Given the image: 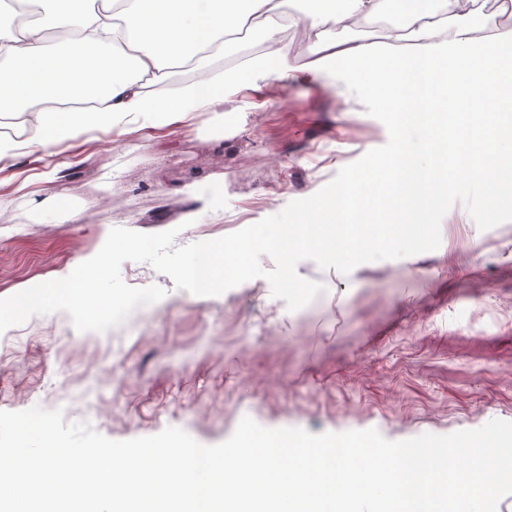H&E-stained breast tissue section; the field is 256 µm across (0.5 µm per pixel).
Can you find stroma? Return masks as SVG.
Listing matches in <instances>:
<instances>
[{
	"mask_svg": "<svg viewBox=\"0 0 512 512\" xmlns=\"http://www.w3.org/2000/svg\"><path fill=\"white\" fill-rule=\"evenodd\" d=\"M281 41L297 80L239 91L223 133L198 112L0 168V299L61 278L114 227L174 228L180 247L256 224L387 142L344 83L304 70V25ZM73 209L76 224L64 220ZM121 276L165 296L102 334L64 312L30 317L0 342V411L58 409L113 440L177 426L204 445L246 413L267 428H373L391 441L512 421V204L486 224L449 195L423 246L363 263L265 245L249 282L218 296L177 289L146 263Z\"/></svg>",
	"mask_w": 512,
	"mask_h": 512,
	"instance_id": "35a3bbf8",
	"label": "stroma"
}]
</instances>
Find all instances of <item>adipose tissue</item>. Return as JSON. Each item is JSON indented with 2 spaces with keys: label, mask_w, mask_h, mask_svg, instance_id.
I'll return each instance as SVG.
<instances>
[{
  "label": "adipose tissue",
  "mask_w": 512,
  "mask_h": 512,
  "mask_svg": "<svg viewBox=\"0 0 512 512\" xmlns=\"http://www.w3.org/2000/svg\"><path fill=\"white\" fill-rule=\"evenodd\" d=\"M6 0L0 12V117L27 131L0 135V162L68 145L96 132L161 128L197 112L223 114L229 97L295 68L278 35L287 0ZM397 22L361 34L384 0H306L302 21L315 37L309 71L346 68L365 78L393 127L396 151L369 175L337 187L276 239L263 232L233 248L190 256L181 276L214 268L248 281V254L269 243L308 244L333 262L383 248H418L448 194L482 187L488 222L512 200V26L483 0H395ZM265 48L229 68L213 67L242 30ZM195 63L203 79L153 94L172 67Z\"/></svg>",
  "instance_id": "ef3b65f1"
}]
</instances>
